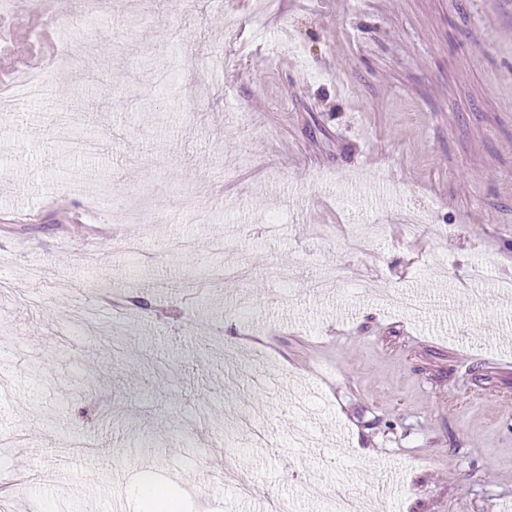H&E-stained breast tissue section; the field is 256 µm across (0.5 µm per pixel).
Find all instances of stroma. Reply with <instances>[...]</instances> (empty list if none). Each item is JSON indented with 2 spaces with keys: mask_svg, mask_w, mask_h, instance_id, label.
I'll list each match as a JSON object with an SVG mask.
<instances>
[{
  "mask_svg": "<svg viewBox=\"0 0 512 512\" xmlns=\"http://www.w3.org/2000/svg\"><path fill=\"white\" fill-rule=\"evenodd\" d=\"M34 65L65 110L0 122L8 512H147V479L330 512L312 468L376 512H512V0H13L0 82Z\"/></svg>",
  "mask_w": 512,
  "mask_h": 512,
  "instance_id": "stroma-1",
  "label": "stroma"
}]
</instances>
